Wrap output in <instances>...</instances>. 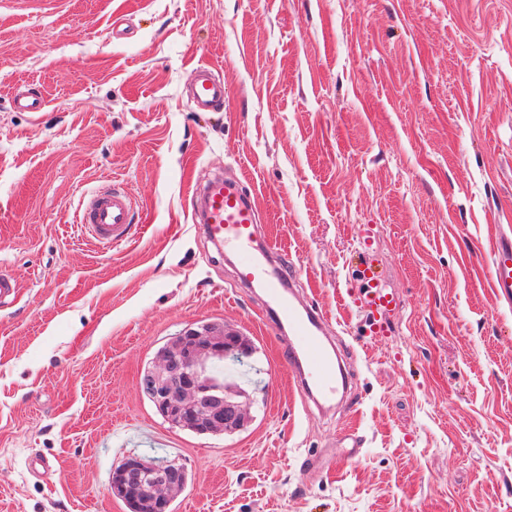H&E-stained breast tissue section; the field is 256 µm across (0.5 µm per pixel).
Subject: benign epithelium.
<instances>
[{
	"instance_id": "benign-epithelium-1",
	"label": "benign epithelium",
	"mask_w": 512,
	"mask_h": 512,
	"mask_svg": "<svg viewBox=\"0 0 512 512\" xmlns=\"http://www.w3.org/2000/svg\"><path fill=\"white\" fill-rule=\"evenodd\" d=\"M236 351L247 353L249 347L234 331L219 325L189 328L156 357L157 364L143 379V392L168 421L190 425L201 434L243 427L249 421L246 405L208 368L210 360ZM184 470L177 462L160 468L130 457L113 471L111 486L125 493L145 490L156 512H165L183 488Z\"/></svg>"
}]
</instances>
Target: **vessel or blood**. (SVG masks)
<instances>
[{"instance_id":"vessel-or-blood-1","label":"vessel or blood","mask_w":512,"mask_h":512,"mask_svg":"<svg viewBox=\"0 0 512 512\" xmlns=\"http://www.w3.org/2000/svg\"><path fill=\"white\" fill-rule=\"evenodd\" d=\"M193 100L202 110L224 103V82L205 69H198L193 81ZM201 230L218 250H232L237 260V277L246 288L264 290L269 298L266 318L288 339L283 348L294 372L295 382L318 405L344 398L345 381L339 378L326 352L320 333L323 316L301 306L290 295L295 274L272 267L278 250L259 245L258 210L255 199L242 187L220 178L210 179L202 188ZM133 197L123 188L95 195L82 212L79 222L89 234L106 247L129 239L132 229ZM488 277L497 295L512 300V235H500L488 266ZM357 304L370 323L371 335L382 332L386 315L395 304L394 295L376 277L367 275Z\"/></svg>"}]
</instances>
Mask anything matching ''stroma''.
Masks as SVG:
<instances>
[{
	"instance_id": "stroma-1",
	"label": "stroma",
	"mask_w": 512,
	"mask_h": 512,
	"mask_svg": "<svg viewBox=\"0 0 512 512\" xmlns=\"http://www.w3.org/2000/svg\"><path fill=\"white\" fill-rule=\"evenodd\" d=\"M200 66L223 111L191 101ZM216 173L298 267L355 405L302 399L266 294L199 234ZM109 185L135 210L103 249L79 213ZM511 228L512 0H0V512H128L130 456L186 467L171 512H512V303L487 276ZM369 257L397 297L381 336ZM207 323L254 346L220 364L251 417L232 434L139 387ZM357 304L370 322V333L379 336L383 333V319L395 305V297L389 288L374 275L370 276L367 270L363 275V287L360 289Z\"/></svg>"
}]
</instances>
